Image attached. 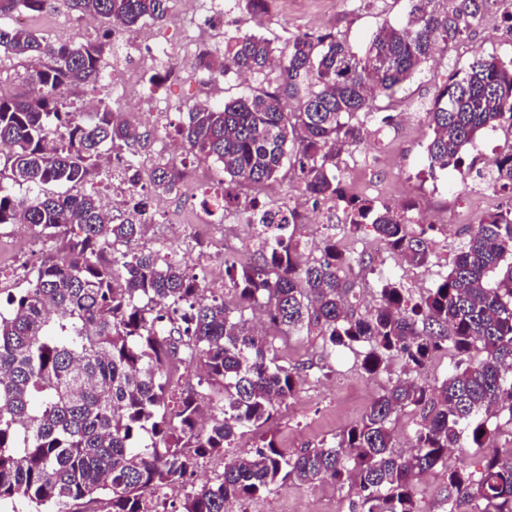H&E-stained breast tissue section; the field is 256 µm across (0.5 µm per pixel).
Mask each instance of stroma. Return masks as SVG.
<instances>
[{
    "mask_svg": "<svg viewBox=\"0 0 512 512\" xmlns=\"http://www.w3.org/2000/svg\"><path fill=\"white\" fill-rule=\"evenodd\" d=\"M406 9V0H349L336 12L329 9L326 0H268L265 10L268 22L259 32L279 47L294 34L331 30L361 50L384 20H405ZM26 25L56 42L92 40L102 33L99 21L82 25L63 0H48L42 13L27 15ZM477 53L511 58L512 39L504 36L491 18H484L468 36L449 48L447 54L421 66L404 86L403 108L430 104L445 76L466 68ZM183 69L180 78L159 87L160 93L171 102L168 122L172 125L194 102L218 103L248 93L259 85L254 78L243 82L233 75L207 77L191 60ZM367 128L368 141L356 151L359 165L349 167L347 156L339 158L347 193L370 199L378 207L403 200L413 213L436 215L446 211L451 216L449 227L429 235L435 264L402 265L394 254L383 255L380 274L400 279L404 287L419 294L434 287L440 274L446 273L449 258L466 239L470 228L512 195L499 188L480 191V181L476 178L464 182L445 170L429 173L426 148L431 131L425 118L386 126L373 114L368 118ZM158 157L153 144L138 155L143 173L142 192L149 195L155 210V222L140 242L144 250L166 237L170 225L196 223V214L202 207L203 196L191 183L175 195L153 193L148 174ZM47 253V244L37 230L22 233L15 226L0 225V291L8 293L24 287L29 269ZM278 353L303 366L300 390L282 407L274 425L281 447L289 452L314 447L357 422L382 385L381 380L362 375L359 357L353 351L340 350L335 356L325 357L322 342L315 336L290 341ZM356 498L355 490H340L329 483L312 488L291 485L278 494L245 503L244 508L246 512H350Z\"/></svg>",
    "mask_w": 512,
    "mask_h": 512,
    "instance_id": "1",
    "label": "stroma"
}]
</instances>
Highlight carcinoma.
I'll return each mask as SVG.
<instances>
[{
	"mask_svg": "<svg viewBox=\"0 0 512 512\" xmlns=\"http://www.w3.org/2000/svg\"><path fill=\"white\" fill-rule=\"evenodd\" d=\"M169 2L66 0L107 29L94 41L55 42L2 23L42 11L46 0H0V57L25 68L24 91L0 95V225L37 227L52 243L27 286L0 298V502L69 512L87 500L100 504L95 512H158L166 490L187 486L199 460L224 455L223 474L190 487L174 512H227L230 502L325 482L357 489L351 512H421L415 481L434 472L448 491L446 512H512V448L498 446L512 438V199L469 232L435 287L415 295L383 276L379 302L363 315L343 241L326 236L321 256L302 262L304 243L289 231L301 223L300 205L254 197L244 211L261 227L256 259L222 257L235 303L201 296L180 261L137 248L149 225L135 215L147 198L131 196L128 217L116 223L94 183L112 178L114 156L125 180L139 183L137 154L152 131L106 100L79 120L59 95L99 79L113 24L162 22ZM449 2L408 0L407 20L377 27L363 57L332 31L277 48L241 30L222 55L205 51L197 65L214 77L261 76L267 87L193 105L175 133L197 159L219 162L230 184L256 190L293 166L304 200L342 207L345 236L368 229L406 263L427 266V233L436 227L416 230L407 215L346 195L338 160L366 140L365 117L391 119L403 85L498 0ZM425 119L432 172L464 166L466 147L486 128L512 134V59L480 56L450 74ZM183 178L164 157L150 173L159 195L178 193ZM491 181L512 191V145L497 155ZM247 311L262 312L270 333L252 331ZM312 335L328 356L360 348L367 377L396 364L400 373L334 441L290 453L271 426L301 372L273 340ZM443 353L446 378L421 384V371ZM178 358L218 387L204 427L197 394L173 389ZM502 412L510 429L490 431L485 416ZM406 413L419 421L412 451L402 453L392 424ZM248 432L258 442L227 454ZM451 448L481 453L482 468L448 464Z\"/></svg>",
	"mask_w": 512,
	"mask_h": 512,
	"instance_id": "1",
	"label": "carcinoma"
}]
</instances>
